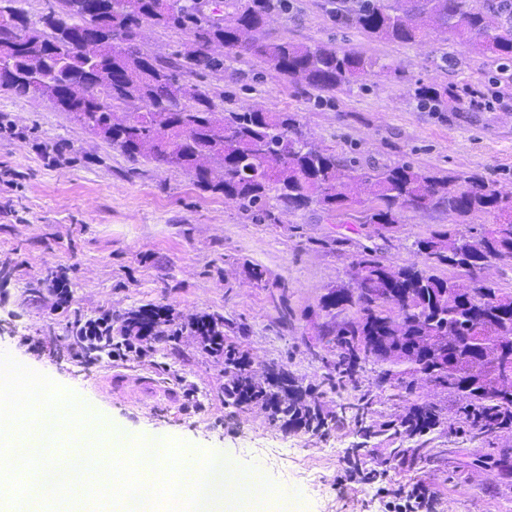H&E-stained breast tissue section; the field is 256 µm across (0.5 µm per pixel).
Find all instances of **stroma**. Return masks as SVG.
Instances as JSON below:
<instances>
[{"label": "stroma", "instance_id": "1", "mask_svg": "<svg viewBox=\"0 0 512 512\" xmlns=\"http://www.w3.org/2000/svg\"><path fill=\"white\" fill-rule=\"evenodd\" d=\"M336 6L288 0L265 34L371 56L377 65L358 82L329 95L247 55L191 82L224 110L262 105L297 113L311 141L360 163L478 174L512 191V87H503L491 59L434 31L411 43L367 37L335 21ZM191 43L188 33L149 25L140 47L165 57ZM430 83L456 93L441 111L417 99V88ZM366 211L362 204L331 216L312 205L281 214L276 224L252 220L235 201L199 188L192 174L131 162L48 101L0 88V353L129 431L161 433L262 470L303 512H384L378 488L416 484L428 489L434 512H512V476L495 464L512 459L511 430L477 447L440 428L430 436L436 457L421 469H383L380 450L355 462L351 426L314 434L264 406L225 404L223 353L205 350L187 330L204 316L224 320V341L244 353L255 382L264 383L271 366L284 367L306 401L323 410L367 392V375L357 388L322 391L324 367L311 350L340 317L323 311L321 300L349 283L361 247L375 248L386 264L423 266L415 241L453 219L443 209H406L396 228L377 236L363 223ZM254 265L265 269L263 281L250 277ZM60 274L70 295L63 306L51 290ZM142 308L171 312L182 336L150 340L141 358L77 357L75 317L108 312L119 329ZM479 456L487 464L475 465Z\"/></svg>", "mask_w": 512, "mask_h": 512}]
</instances>
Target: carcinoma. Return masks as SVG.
Returning a JSON list of instances; mask_svg holds the SVG:
<instances>
[{
	"mask_svg": "<svg viewBox=\"0 0 512 512\" xmlns=\"http://www.w3.org/2000/svg\"><path fill=\"white\" fill-rule=\"evenodd\" d=\"M59 7L30 24L19 16L29 35L0 26V44L19 41L3 63L0 88L19 97L56 99V108L136 161L147 156L160 166L184 169L207 191L236 201L242 211L270 224L278 214L315 204L327 212L362 203L367 192L378 201L365 223L374 232L398 224L403 209L441 208L454 227L415 241L424 267H392L365 246L353 264L358 280L329 289L322 309L350 310L336 328H325L327 350L322 383L336 391L358 381L366 366L374 384L389 399L401 400L415 381L426 379L448 392L451 405H411L397 420L375 418L373 399L364 393L338 410L323 413L303 403V390L281 368L270 369L265 385L253 382L248 361L238 347L224 344L214 318L207 320L208 340L224 347L225 369L232 373L224 396L237 405L261 404L288 423L318 432L330 425L351 424L358 441L352 453L371 452L382 444L386 464L415 469L430 461L423 437L446 425L472 442L485 441L512 429V384L499 382L504 364L512 366V290L485 286L475 267L481 261L512 258V193H503L483 177L445 175L409 163L371 164L321 149L303 138L293 112L256 107L244 112L218 110L209 91L181 80L183 73L224 71L230 55H249L296 83L321 92L356 82L377 65L370 57L331 43L297 44L264 36L273 0H224L229 18L205 13L201 0H58ZM412 0H366L345 22L384 40L413 42L428 26L470 46L503 67L512 64V0H498L488 10L468 0H423L424 16L409 15ZM193 36L194 48L161 59L133 43L145 20ZM93 28L112 40L95 59L77 47L78 33ZM38 58L44 75L25 77ZM437 85L421 86V105L435 110L444 95ZM144 112H127L132 104ZM359 175H354V172ZM496 215L493 224L476 232L462 231L475 213ZM156 320L152 308L135 312L126 330L142 333ZM415 440L404 445L403 438Z\"/></svg>",
	"mask_w": 512,
	"mask_h": 512,
	"instance_id": "1",
	"label": "carcinoma"
}]
</instances>
